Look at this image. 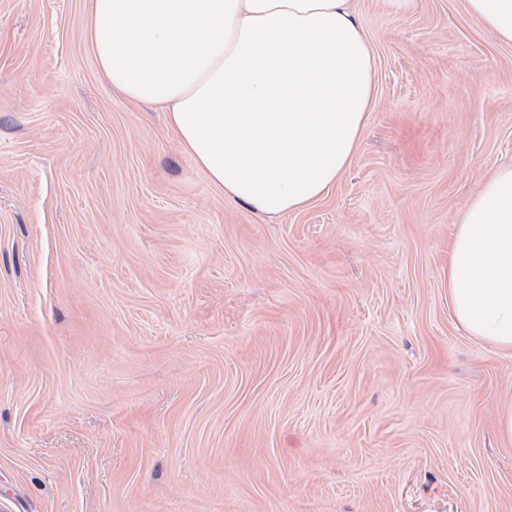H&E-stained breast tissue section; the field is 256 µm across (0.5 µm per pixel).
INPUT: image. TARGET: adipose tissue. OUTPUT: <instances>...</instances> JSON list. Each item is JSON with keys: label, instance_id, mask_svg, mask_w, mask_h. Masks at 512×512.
<instances>
[{"label": "adipose tissue", "instance_id": "obj_1", "mask_svg": "<svg viewBox=\"0 0 512 512\" xmlns=\"http://www.w3.org/2000/svg\"><path fill=\"white\" fill-rule=\"evenodd\" d=\"M350 0H89L87 42L127 100L159 106L228 198L278 217L342 177L374 90ZM512 43V0H467ZM448 303L465 333L512 351V165L470 201L448 254Z\"/></svg>", "mask_w": 512, "mask_h": 512}]
</instances>
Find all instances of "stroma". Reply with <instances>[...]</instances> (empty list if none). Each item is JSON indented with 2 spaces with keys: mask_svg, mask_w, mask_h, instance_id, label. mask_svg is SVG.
Returning <instances> with one entry per match:
<instances>
[{
  "mask_svg": "<svg viewBox=\"0 0 512 512\" xmlns=\"http://www.w3.org/2000/svg\"><path fill=\"white\" fill-rule=\"evenodd\" d=\"M87 11L0 0V512H512V352L448 306L512 44L466 0H354L359 146L270 217L112 88Z\"/></svg>",
  "mask_w": 512,
  "mask_h": 512,
  "instance_id": "35a3bbf8",
  "label": "stroma"
}]
</instances>
